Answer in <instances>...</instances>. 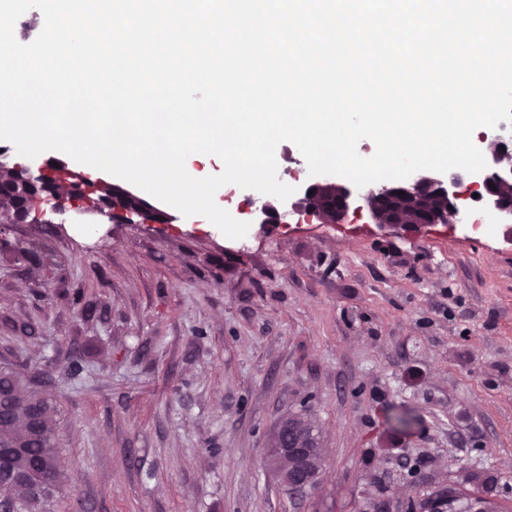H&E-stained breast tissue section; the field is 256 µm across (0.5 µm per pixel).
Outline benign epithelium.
I'll return each instance as SVG.
<instances>
[{"mask_svg": "<svg viewBox=\"0 0 512 512\" xmlns=\"http://www.w3.org/2000/svg\"><path fill=\"white\" fill-rule=\"evenodd\" d=\"M507 124L503 121L480 137L487 167L479 173L454 168L445 174L419 171L403 181L382 182L363 190L346 181L325 177L301 185L285 201H265L254 208L259 224H270L279 209L304 210L327 224L341 222L350 209H367L373 223L382 231H397L430 224H452L457 214L458 188L465 182L481 187L484 206L495 212L512 241V157L506 145ZM0 152V174L7 172L9 188L16 196L11 212L0 215V232L16 224H50L52 215L63 214L72 206L81 214H93L111 222L126 224H168L170 216L145 201L133 190L112 184V201L92 198L102 182H87L85 176L64 166L48 170L32 164L8 163ZM17 448H0V478L8 474L17 480L12 459ZM265 462L272 479L292 495L303 494L317 487L325 468V457L315 426L304 427L299 419L286 415L270 432L265 449ZM459 483L408 503V512H443L444 503Z\"/></svg>", "mask_w": 512, "mask_h": 512, "instance_id": "obj_1", "label": "benign epithelium"}]
</instances>
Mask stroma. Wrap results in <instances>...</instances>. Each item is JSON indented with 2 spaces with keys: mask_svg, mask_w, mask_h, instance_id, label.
Returning <instances> with one entry per match:
<instances>
[{
  "mask_svg": "<svg viewBox=\"0 0 512 512\" xmlns=\"http://www.w3.org/2000/svg\"><path fill=\"white\" fill-rule=\"evenodd\" d=\"M256 196L225 200L244 239L172 207L167 224L70 211L0 238V365L44 382L58 410L68 482L48 512H360L381 496L406 512L471 470L512 512L504 227L388 234L362 210L262 229ZM22 249L47 265L14 261ZM290 413L327 456L298 496L265 465Z\"/></svg>",
  "mask_w": 512,
  "mask_h": 512,
  "instance_id": "1",
  "label": "stroma"
}]
</instances>
